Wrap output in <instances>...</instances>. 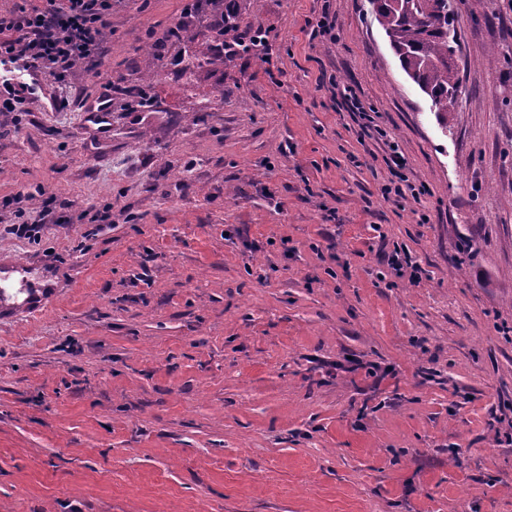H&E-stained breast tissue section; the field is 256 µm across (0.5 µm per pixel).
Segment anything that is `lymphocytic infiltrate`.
I'll return each mask as SVG.
<instances>
[{"label":"lymphocytic infiltrate","instance_id":"1","mask_svg":"<svg viewBox=\"0 0 512 512\" xmlns=\"http://www.w3.org/2000/svg\"><path fill=\"white\" fill-rule=\"evenodd\" d=\"M114 6V0H22L14 13L0 15V64L59 82L80 65L104 91H116L119 77L103 72L100 60Z\"/></svg>","mask_w":512,"mask_h":512}]
</instances>
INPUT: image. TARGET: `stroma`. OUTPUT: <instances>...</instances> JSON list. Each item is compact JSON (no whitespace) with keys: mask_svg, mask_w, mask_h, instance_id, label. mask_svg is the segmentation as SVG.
<instances>
[{"mask_svg":"<svg viewBox=\"0 0 512 512\" xmlns=\"http://www.w3.org/2000/svg\"><path fill=\"white\" fill-rule=\"evenodd\" d=\"M180 10L113 12L103 69L136 80ZM257 24L274 69L188 77L169 44L147 109L93 113L81 67L63 91L12 72L33 94L0 112V266L57 297L0 320V512H512V0L460 4L444 123L366 0H242ZM47 196L112 221L5 232ZM390 148V154L389 157H386V163L390 167L391 171L393 172L394 176L398 179V181L391 182V185L386 186L384 189L385 193L387 195L394 193L396 196H402V187L400 186V182H405V176L402 173V170L406 166V159L403 156V154L399 151L398 145L391 144L389 146ZM392 184L394 186H392Z\"/></svg>","mask_w":512,"mask_h":512,"instance_id":"35a3bbf8","label":"stroma"}]
</instances>
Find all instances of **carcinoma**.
Masks as SVG:
<instances>
[{"mask_svg":"<svg viewBox=\"0 0 512 512\" xmlns=\"http://www.w3.org/2000/svg\"><path fill=\"white\" fill-rule=\"evenodd\" d=\"M369 12L381 26L389 46L407 76L431 101L437 115L448 122L461 95V80L452 61L459 33L458 0H367ZM161 52L144 55L143 75L137 84L122 85L123 96L140 101L160 74ZM196 68L218 64L224 57L211 50L191 52Z\"/></svg>","mask_w":512,"mask_h":512,"instance_id":"cac0c4a2","label":"carcinoma"}]
</instances>
